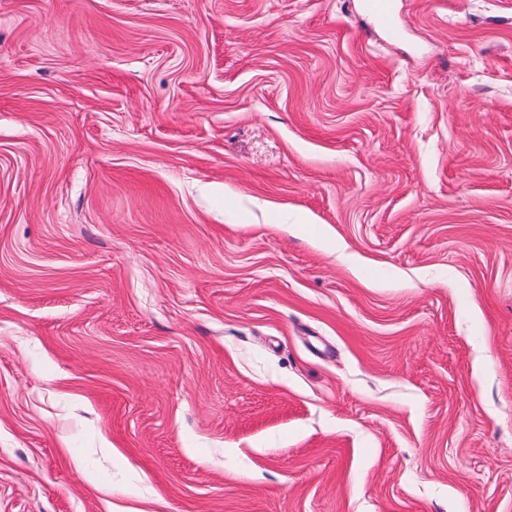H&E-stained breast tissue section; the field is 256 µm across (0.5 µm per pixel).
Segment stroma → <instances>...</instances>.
I'll return each mask as SVG.
<instances>
[{
  "label": "stroma",
  "instance_id": "1",
  "mask_svg": "<svg viewBox=\"0 0 512 512\" xmlns=\"http://www.w3.org/2000/svg\"><path fill=\"white\" fill-rule=\"evenodd\" d=\"M0 0V512H512V0Z\"/></svg>",
  "mask_w": 512,
  "mask_h": 512
}]
</instances>
